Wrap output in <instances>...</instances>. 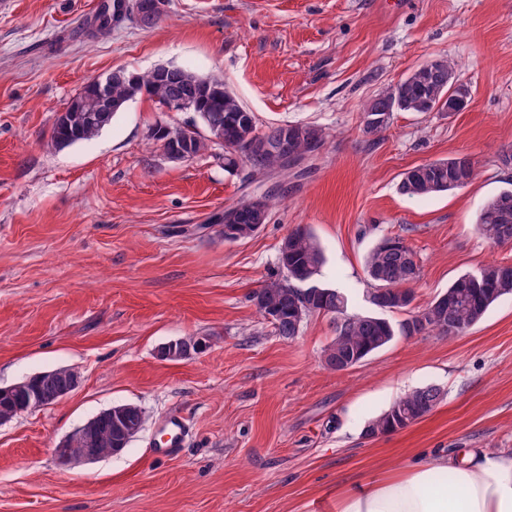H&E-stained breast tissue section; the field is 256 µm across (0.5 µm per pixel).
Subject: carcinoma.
<instances>
[{
  "instance_id": "obj_1",
  "label": "carcinoma",
  "mask_w": 512,
  "mask_h": 512,
  "mask_svg": "<svg viewBox=\"0 0 512 512\" xmlns=\"http://www.w3.org/2000/svg\"><path fill=\"white\" fill-rule=\"evenodd\" d=\"M116 13L106 6L96 16L95 29L107 33L115 25ZM455 72L447 61L429 69L417 68L403 84H395L368 100L361 112L363 132L378 135L391 124L395 97L405 99L402 112H425L428 103L441 98L448 90V74ZM147 94L156 103L171 94L193 97L198 118L207 129L209 137L174 126L151 139L162 142L176 140L192 159L208 149L209 143L235 145V152L224 151V169L233 170L244 163L252 171L280 174L299 167L325 141L323 129L308 124H280L266 130L259 129L254 113L244 107L237 96L219 77H204L188 68H180L175 82L160 83L156 71L126 73L123 81L112 83V111L75 112L73 107L88 97L82 88L71 99L64 116L54 124L52 141L58 147L69 146L98 135L112 124L115 115L137 96ZM475 161L467 154L426 162L402 174L399 191L410 197H427L466 187L474 178ZM246 195L235 204L224 208L226 224H237L240 229L262 226L268 218L271 199L263 197L258 207L250 204ZM477 233L490 243L502 246L512 244V187L505 188L491 197L481 209L476 224ZM285 249L279 250V266L285 278L275 279L254 291L250 300L259 314L269 320L277 335L292 339L299 335L302 322L297 312L304 310V317L326 314L332 317L333 336L324 350V361L333 371H341L347 359L360 363L380 351L399 337L410 338L438 331L442 336L453 337L481 321L490 306L504 295L512 294V265L490 263L475 274L458 277L445 291V297L434 298L423 313L426 325L419 327L414 321L418 308L412 306V285L420 278V265L413 249L400 236L381 239L366 257V271L374 288H385L387 301L380 302L379 294L369 296V302L381 312L402 313L405 318L393 322L378 314L348 312L345 295L313 282L324 260L323 250L311 231L303 226L294 228L282 240ZM454 323L456 330L446 327ZM202 348L200 340L177 339L165 344L161 352L171 359V351L187 356ZM74 375L67 368L30 377L31 389L47 401L69 385ZM444 398L443 390L435 385L418 388L398 397L388 409L368 422L366 434L377 436L404 429L430 414ZM142 410L133 404L112 407V412H102L79 429L81 437L63 451L77 457L95 454L109 457L128 446L131 438L122 427L140 424Z\"/></svg>"
}]
</instances>
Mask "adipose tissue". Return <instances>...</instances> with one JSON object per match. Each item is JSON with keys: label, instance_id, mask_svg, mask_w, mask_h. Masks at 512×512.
I'll list each match as a JSON object with an SVG mask.
<instances>
[{"label": "adipose tissue", "instance_id": "obj_1", "mask_svg": "<svg viewBox=\"0 0 512 512\" xmlns=\"http://www.w3.org/2000/svg\"><path fill=\"white\" fill-rule=\"evenodd\" d=\"M334 512H512V455L470 448L341 488Z\"/></svg>", "mask_w": 512, "mask_h": 512}]
</instances>
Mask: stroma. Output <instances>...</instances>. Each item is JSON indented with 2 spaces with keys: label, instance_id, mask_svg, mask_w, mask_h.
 Here are the masks:
<instances>
[{
  "label": "stroma",
  "instance_id": "obj_1",
  "mask_svg": "<svg viewBox=\"0 0 512 512\" xmlns=\"http://www.w3.org/2000/svg\"><path fill=\"white\" fill-rule=\"evenodd\" d=\"M101 0H0V387L67 367L79 386L0 426V512H331L336 490L410 468L422 455H512V296L464 334L399 338L336 372L323 362L329 316L277 336L250 300L282 277L279 247L315 235L317 284L365 312L364 260L402 235L421 275L415 306L464 274L512 264V246L475 231L512 179V0H162L151 27L96 33ZM444 57L472 90L467 111L398 112L379 136L363 104ZM184 66L221 77L259 127L324 129L302 175L258 182L224 150L170 157L149 130L196 122L148 96L88 141L54 146L58 112L90 79ZM467 154L466 187L425 198L403 172ZM273 195L266 224L225 242L211 218L247 194ZM208 348L179 361L176 339ZM427 385L441 404L400 431L365 437L392 401ZM138 406L127 448L60 465L57 446L117 404ZM183 416L181 447L160 429Z\"/></svg>",
  "mask_w": 512,
  "mask_h": 512
}]
</instances>
